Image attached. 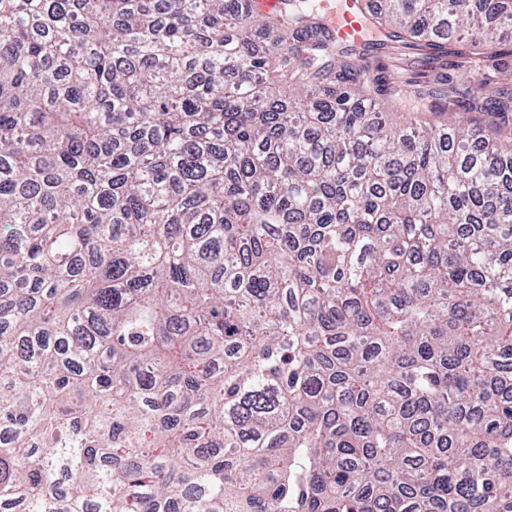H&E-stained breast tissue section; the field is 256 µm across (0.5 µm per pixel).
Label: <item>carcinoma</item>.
<instances>
[{"label": "carcinoma", "mask_w": 512, "mask_h": 512, "mask_svg": "<svg viewBox=\"0 0 512 512\" xmlns=\"http://www.w3.org/2000/svg\"><path fill=\"white\" fill-rule=\"evenodd\" d=\"M0 0V504L512 512V92L318 0ZM493 53L512 0H378ZM323 6L327 9L333 22L336 21L338 35L345 40H358L365 31L364 17L361 13L362 4L360 0H344L342 11L335 15V8L330 1H324ZM388 45L369 48L368 58L373 65H385L395 80L411 91L448 83L454 95L469 98L476 91L512 89V41L481 59L461 54L458 44H448V54L437 57L401 44ZM481 82L488 85L480 89Z\"/></svg>", "instance_id": "1"}]
</instances>
